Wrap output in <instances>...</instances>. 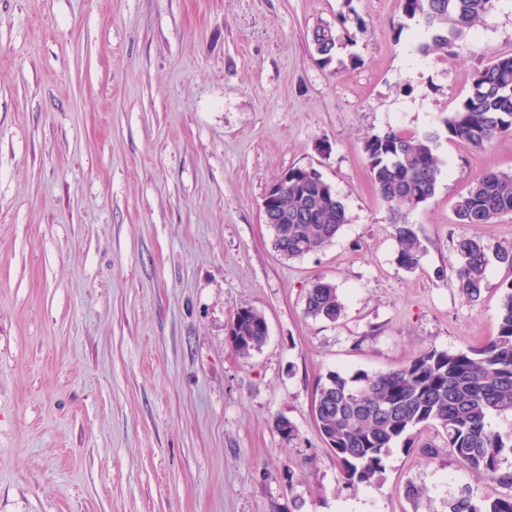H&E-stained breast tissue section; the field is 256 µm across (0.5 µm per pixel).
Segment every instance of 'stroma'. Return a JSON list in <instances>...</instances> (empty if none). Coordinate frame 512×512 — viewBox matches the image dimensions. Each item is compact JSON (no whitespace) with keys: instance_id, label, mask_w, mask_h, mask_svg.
Wrapping results in <instances>:
<instances>
[{"instance_id":"stroma-1","label":"stroma","mask_w":512,"mask_h":512,"mask_svg":"<svg viewBox=\"0 0 512 512\" xmlns=\"http://www.w3.org/2000/svg\"><path fill=\"white\" fill-rule=\"evenodd\" d=\"M348 6L364 25L340 71L310 33ZM400 20L399 0H0V512H448L464 487L512 494L431 428L349 485L312 415L328 371L484 344L512 281L490 261L471 302L453 271L461 238L512 249V213L455 216L481 171L512 174V135L475 150L443 133L468 74L512 53V0L410 72ZM389 128L441 134L436 193L408 215L413 270L363 153ZM293 166L348 222L287 260L261 204ZM319 277L337 322L304 313ZM243 306L268 324L248 356L227 342Z\"/></svg>"}]
</instances>
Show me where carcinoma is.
I'll use <instances>...</instances> for the list:
<instances>
[{
    "mask_svg": "<svg viewBox=\"0 0 512 512\" xmlns=\"http://www.w3.org/2000/svg\"><path fill=\"white\" fill-rule=\"evenodd\" d=\"M496 0H400L402 17L418 27L419 52L443 51L465 43L471 31L495 7ZM360 24L354 10L339 15L338 26H315L311 43L318 60L332 62L347 35V24ZM465 98L445 120L448 137L483 149L497 137L512 134V54L497 56L467 77ZM437 133L407 134L394 129L364 140L371 180L391 210L397 261L413 270L423 247L410 211L436 192L440 174L434 155ZM288 179L273 192L277 221L270 222L273 248L293 260L331 244L348 222L346 208L320 172L291 167ZM512 213V175L486 170L470 183L455 206L460 224H490ZM455 277L471 302L480 299L490 262L488 247L477 237L455 246ZM344 309L336 286L317 278L306 292L305 314L331 322ZM268 325L261 312L245 306L234 314L228 331L233 350L248 356L265 343ZM313 408L318 432L336 455L349 484L370 483L383 471L392 445H413L414 435L434 427L445 439L448 456L477 475L512 487V471L503 468L512 454V432L491 426L493 416L512 415V281L507 283L498 329L486 344L454 353L431 349L385 372L352 375L330 371L315 389ZM449 512H512V495L475 498L468 488Z\"/></svg>",
    "mask_w": 512,
    "mask_h": 512,
    "instance_id": "cac0c4a2",
    "label": "carcinoma"
}]
</instances>
